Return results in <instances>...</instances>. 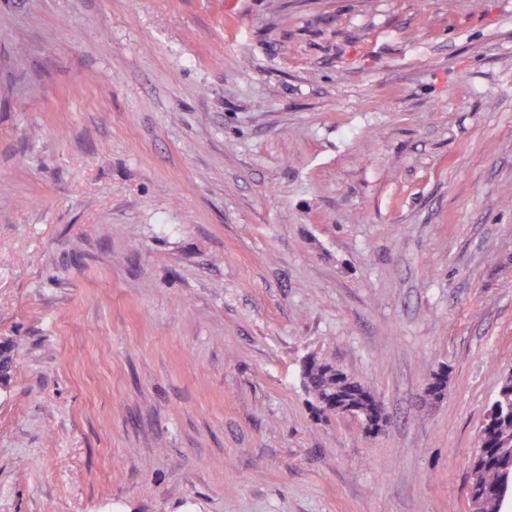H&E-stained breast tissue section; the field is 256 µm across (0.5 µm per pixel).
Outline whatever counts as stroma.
I'll list each match as a JSON object with an SVG mask.
<instances>
[{"label":"stroma","instance_id":"stroma-1","mask_svg":"<svg viewBox=\"0 0 512 512\" xmlns=\"http://www.w3.org/2000/svg\"><path fill=\"white\" fill-rule=\"evenodd\" d=\"M1 344L0 512H468L512 0H0ZM301 380L308 403L321 414H336L339 405H351L361 411V423L369 434L382 430L383 408L376 394L354 377H347L333 362L308 357L302 367Z\"/></svg>","mask_w":512,"mask_h":512}]
</instances>
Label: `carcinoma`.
I'll use <instances>...</instances> for the list:
<instances>
[{
	"label": "carcinoma",
	"instance_id": "cac0c4a2",
	"mask_svg": "<svg viewBox=\"0 0 512 512\" xmlns=\"http://www.w3.org/2000/svg\"><path fill=\"white\" fill-rule=\"evenodd\" d=\"M301 380L308 403L321 414H334L339 405L360 410L363 427L369 434L382 430L383 408L376 394L327 359L308 357ZM469 495L481 503V512H501L512 496V370L500 376L498 390L487 408L480 429V444L468 459Z\"/></svg>",
	"mask_w": 512,
	"mask_h": 512
}]
</instances>
